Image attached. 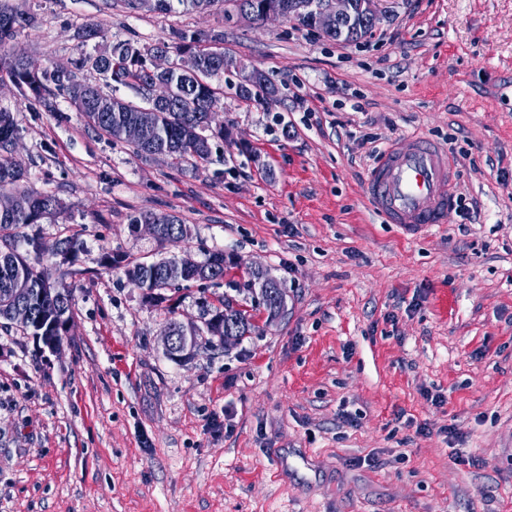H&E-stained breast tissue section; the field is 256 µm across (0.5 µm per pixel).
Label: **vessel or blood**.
<instances>
[{
  "label": "vessel or blood",
  "mask_w": 512,
  "mask_h": 512,
  "mask_svg": "<svg viewBox=\"0 0 512 512\" xmlns=\"http://www.w3.org/2000/svg\"><path fill=\"white\" fill-rule=\"evenodd\" d=\"M457 161L413 134L392 142L371 167L365 194L372 208L408 233L445 223L457 196Z\"/></svg>",
  "instance_id": "obj_1"
}]
</instances>
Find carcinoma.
I'll use <instances>...</instances> for the list:
<instances>
[{
    "label": "carcinoma",
    "mask_w": 512,
    "mask_h": 512,
    "mask_svg": "<svg viewBox=\"0 0 512 512\" xmlns=\"http://www.w3.org/2000/svg\"><path fill=\"white\" fill-rule=\"evenodd\" d=\"M176 2L199 10L224 2L236 10L244 6L257 8L266 2L285 8L298 5L296 0H119L120 6L130 11L148 7L161 13L172 10ZM35 21L33 14L19 13L0 4V81H10L22 97L41 103L49 112L56 111L55 100L60 96L76 107L79 97L86 96L87 124L111 140L122 139L121 132L126 125L138 121L143 111H151L152 127L148 134L139 142L129 143L133 153L146 161L156 160L161 155L176 165L188 161L198 165L209 160L211 140L224 139V126H212L209 116L221 95V89L210 79L226 70L238 74L247 70L256 79L250 90L236 86V95L241 101L267 105L280 102V89L265 71L224 50L221 31L203 34L175 30L168 40L151 46L117 38L101 51L82 52L65 76L57 77L50 69L33 75L26 69V60L11 51L8 43ZM367 36L364 20L358 14L327 38L358 43ZM98 37H104V32L91 25L82 26L73 34L83 46ZM158 53L195 56L198 59L195 73L185 72L179 66L160 74L155 72L150 59ZM119 86L132 89L143 104L116 96ZM17 132L12 113L0 109V197L8 196L12 200L11 209L0 212V322L12 324V309L22 305L32 316L30 326L23 331L33 336H55L62 342L69 332L66 323L70 321L71 290L61 280L48 283L40 267L45 257L58 253L60 263L67 267L66 274L76 273L81 244L67 236L56 240V250L52 251L40 237L26 232V228L55 216L63 202L53 194L19 189L25 170L11 156ZM131 223L160 224L164 234L175 233L181 238L186 232L183 221L172 213L145 211L133 216ZM168 263L167 259L131 260L111 250L103 251L100 258L101 266L107 270L124 267L128 279L139 283L158 305L172 301L168 292L180 289L183 284L214 283L224 279L234 267L231 257L216 250L205 259V270L189 271L180 280L171 281L165 275ZM50 287L58 292L42 295V291ZM202 308L207 321L230 323L240 337L256 330L251 314L235 307L233 299L227 295L219 305L204 302Z\"/></svg>",
    "instance_id": "cac0c4a2"
}]
</instances>
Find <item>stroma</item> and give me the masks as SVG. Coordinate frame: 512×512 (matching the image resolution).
I'll list each match as a JSON object with an SVG mask.
<instances>
[{
	"instance_id": "obj_1",
	"label": "stroma",
	"mask_w": 512,
	"mask_h": 512,
	"mask_svg": "<svg viewBox=\"0 0 512 512\" xmlns=\"http://www.w3.org/2000/svg\"><path fill=\"white\" fill-rule=\"evenodd\" d=\"M9 2L37 18L11 43L37 65L78 58L91 23L147 46L220 31L282 101L242 103L236 76L217 77L231 135L176 167L0 83L22 189L66 205L33 233L82 246L78 274L44 262L72 289L60 353L0 327V512H512V0H394L358 44L220 5ZM414 133L456 157L458 201L411 236L371 212L364 182ZM141 211L178 215L187 238L136 231ZM106 249L224 251L266 270L287 310L254 309L238 345L170 361L169 319L200 322L229 286L179 291L170 313L101 267Z\"/></svg>"
}]
</instances>
